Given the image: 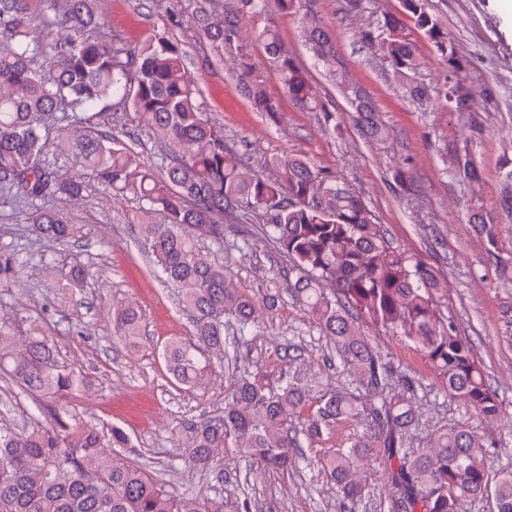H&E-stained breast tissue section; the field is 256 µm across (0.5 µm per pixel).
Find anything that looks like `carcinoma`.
I'll list each match as a JSON object with an SVG mask.
<instances>
[{"instance_id":"carcinoma-1","label":"carcinoma","mask_w":512,"mask_h":512,"mask_svg":"<svg viewBox=\"0 0 512 512\" xmlns=\"http://www.w3.org/2000/svg\"><path fill=\"white\" fill-rule=\"evenodd\" d=\"M220 2L197 0V29L215 51L233 53L253 107L276 122L277 105L239 40L237 15H215ZM240 4L249 12L271 5L288 14L298 0ZM401 4L400 14L382 15L376 26L361 29L360 39L388 62L409 97L420 100L427 90L410 82L421 60L408 28L432 45L448 74L464 63L429 0ZM99 24L97 0H0V205L18 207L41 241L61 245L75 235V225L48 203L82 197L84 176L60 173L47 160L51 150L78 161L112 195H135L133 223L141 247L192 317V339H172L162 351L168 373L189 387L199 383L202 352L220 363L229 356L225 319L234 320L241 336L259 323V302L230 287L224 265L199 247L202 238L224 243V219L249 215L297 272L288 292L333 340L355 382L352 390L313 396L288 380L269 385L249 374L235 377L224 411L192 425L188 466L243 486L237 512H251L254 466L285 475L305 458L298 435L311 446L337 425L355 422L365 425L363 434L312 461L339 489L342 512H355L364 472L374 465L391 512H459L463 500L483 497L492 501L493 512H512V471L492 473L487 443L467 427L438 429L423 445H412L420 418L413 382L395 375L363 330L366 320L391 336L437 374L449 396L497 420L501 404L485 382L482 364L439 305L436 270L393 246L364 199L308 159H277L273 177L244 166L226 149L224 131L199 100L178 43L156 32L137 47L110 46L93 36ZM52 26L66 29L67 36L45 44ZM262 39L288 99L318 113L324 126L336 125L335 112L279 33L267 30ZM308 42L314 56L336 71L333 35L315 14L308 21ZM41 48L54 59L48 70L38 62ZM451 98L459 112L473 108L474 93L458 82L444 91V99ZM109 109L133 113L156 144L157 162H141L128 143V123L96 130ZM353 121L372 145L390 139L374 110L355 113ZM393 180L402 195L416 192L408 170L394 169ZM469 222L482 225L494 244L490 216L475 212ZM22 274L15 254L0 252V288L17 284ZM88 276L78 262L60 273L72 294ZM112 335L129 349L140 346L143 327L135 305L113 310ZM0 374L14 394L31 399L47 417L46 424L31 427L0 419V512H224V500L177 495L131 461L132 443L123 429L112 428L104 440L97 426L74 414L64 399L80 391L83 379L59 362L41 325L15 309L0 313ZM304 411L297 433L288 421ZM217 448L237 465L215 468Z\"/></svg>"}]
</instances>
